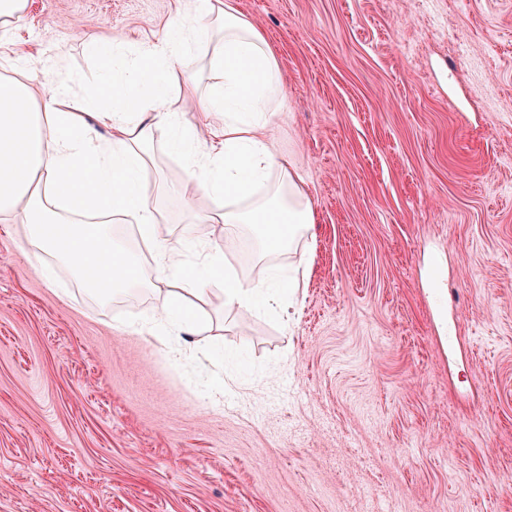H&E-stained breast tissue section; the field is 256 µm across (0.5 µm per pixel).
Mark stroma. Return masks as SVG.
Returning a JSON list of instances; mask_svg holds the SVG:
<instances>
[{
    "instance_id": "stroma-1",
    "label": "stroma",
    "mask_w": 512,
    "mask_h": 512,
    "mask_svg": "<svg viewBox=\"0 0 512 512\" xmlns=\"http://www.w3.org/2000/svg\"><path fill=\"white\" fill-rule=\"evenodd\" d=\"M233 2L316 222L262 262L160 151L148 194L239 279L298 275L288 321L213 294L173 359L150 292L47 281L0 223V512H512V0ZM178 5L28 0L0 75L68 73L73 109L104 80L89 36L136 52Z\"/></svg>"
}]
</instances>
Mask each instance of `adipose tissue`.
I'll return each mask as SVG.
<instances>
[{
  "mask_svg": "<svg viewBox=\"0 0 512 512\" xmlns=\"http://www.w3.org/2000/svg\"><path fill=\"white\" fill-rule=\"evenodd\" d=\"M210 43V66L221 84L199 95L195 84L175 88L177 65L200 42ZM224 116L222 127L201 134L184 125L170 102ZM282 92L276 54L264 34L232 4L187 9L163 35L114 72L93 112H61L72 93L52 70L0 78V219L23 226V244L45 254L39 271L53 279L55 264L71 268L101 298L145 287L159 311L150 335L191 332L197 301L223 292L224 306L240 312L288 311V275L268 266L243 284L232 275L201 279L184 245L161 231L163 217L143 184L154 148L177 155L185 179L213 201L210 223L254 224L260 257L292 248L315 222L303 182L268 134ZM134 224L151 250L153 280L140 275L139 255L112 236V224Z\"/></svg>",
  "mask_w": 512,
  "mask_h": 512,
  "instance_id": "ef3b65f1",
  "label": "adipose tissue"
}]
</instances>
